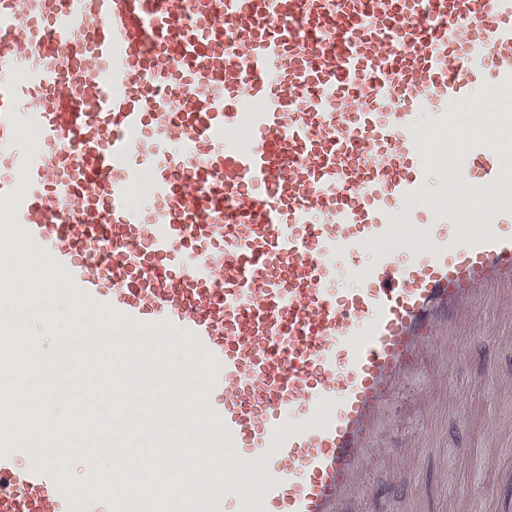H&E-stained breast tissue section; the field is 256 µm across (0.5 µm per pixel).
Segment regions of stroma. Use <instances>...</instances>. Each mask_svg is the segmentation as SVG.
<instances>
[{"instance_id": "stroma-1", "label": "stroma", "mask_w": 512, "mask_h": 512, "mask_svg": "<svg viewBox=\"0 0 512 512\" xmlns=\"http://www.w3.org/2000/svg\"><path fill=\"white\" fill-rule=\"evenodd\" d=\"M370 446L347 512H512V298L437 337Z\"/></svg>"}]
</instances>
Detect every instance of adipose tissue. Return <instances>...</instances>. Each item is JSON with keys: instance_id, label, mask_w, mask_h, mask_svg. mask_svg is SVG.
<instances>
[{"instance_id": "adipose-tissue-1", "label": "adipose tissue", "mask_w": 512, "mask_h": 512, "mask_svg": "<svg viewBox=\"0 0 512 512\" xmlns=\"http://www.w3.org/2000/svg\"><path fill=\"white\" fill-rule=\"evenodd\" d=\"M49 272L44 263L33 265L28 279L16 288L12 297L0 308V318L14 321L20 335H27L31 329L39 327L48 334L68 341L70 346H81L87 339L93 338L104 344H112V326L104 318L77 310L71 303L62 298L61 290L48 288L46 281ZM160 350L159 344L150 338L140 339L125 353L122 362L115 363L104 360L102 369L107 370L116 379L118 386H125L124 368L128 365L140 364L144 375L137 382V394L143 400H152L166 389L175 390L181 405L175 416L178 426L184 433L194 434L201 416L203 402L201 390L202 360L198 357L186 358L187 369L177 382H169L166 378L168 364H156L155 358ZM131 420L126 412L115 413L110 428H103L98 423L83 425L77 433L79 444L96 445L102 440L120 439L131 458L130 471L113 469L111 463L103 462L96 453L87 454L85 467H94L104 473V481L100 491L105 499L121 497L129 476H137L145 485L154 489L157 494H166L178 478L177 469L162 470L152 465L148 447L149 440L132 434Z\"/></svg>"}]
</instances>
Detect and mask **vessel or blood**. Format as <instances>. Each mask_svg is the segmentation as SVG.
Instances as JSON below:
<instances>
[{"instance_id":"obj_1","label":"vessel or blood","mask_w":512,"mask_h":512,"mask_svg":"<svg viewBox=\"0 0 512 512\" xmlns=\"http://www.w3.org/2000/svg\"><path fill=\"white\" fill-rule=\"evenodd\" d=\"M481 89L512 100V0H0V302L40 258L112 324L82 366L137 334L205 358L196 460L154 512L357 492L424 346L512 286V200L476 231L433 200L512 181L511 122L430 148ZM26 354L0 322V370ZM92 481L0 429V512H103Z\"/></svg>"}]
</instances>
